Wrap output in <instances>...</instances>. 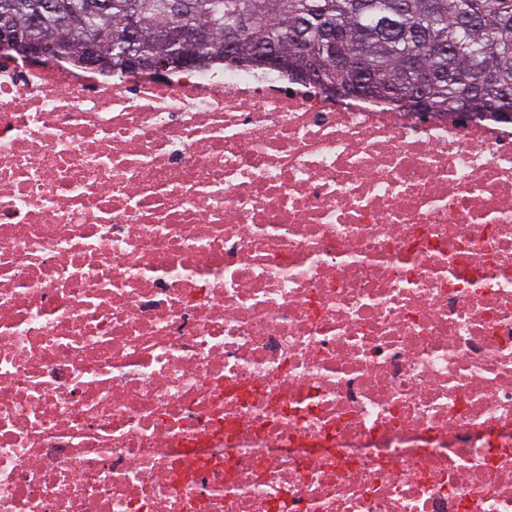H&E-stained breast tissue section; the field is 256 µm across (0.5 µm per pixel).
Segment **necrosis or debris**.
Segmentation results:
<instances>
[{
	"label": "necrosis or debris",
	"mask_w": 512,
	"mask_h": 512,
	"mask_svg": "<svg viewBox=\"0 0 512 512\" xmlns=\"http://www.w3.org/2000/svg\"><path fill=\"white\" fill-rule=\"evenodd\" d=\"M296 84L0 56V512H512V122Z\"/></svg>",
	"instance_id": "obj_1"
}]
</instances>
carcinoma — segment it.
Returning a JSON list of instances; mask_svg holds the SVG:
<instances>
[{"instance_id": "obj_1", "label": "carcinoma", "mask_w": 512, "mask_h": 512, "mask_svg": "<svg viewBox=\"0 0 512 512\" xmlns=\"http://www.w3.org/2000/svg\"><path fill=\"white\" fill-rule=\"evenodd\" d=\"M0 0L22 35L51 33L54 47L80 63L94 39L102 70L126 72L127 52L202 54L264 66L258 48L288 58L287 74L364 84L371 97H426V111H466L467 101L512 102V0ZM41 16L39 26L31 19ZM137 27L133 41L125 39ZM191 25L205 35L177 42Z\"/></svg>"}]
</instances>
